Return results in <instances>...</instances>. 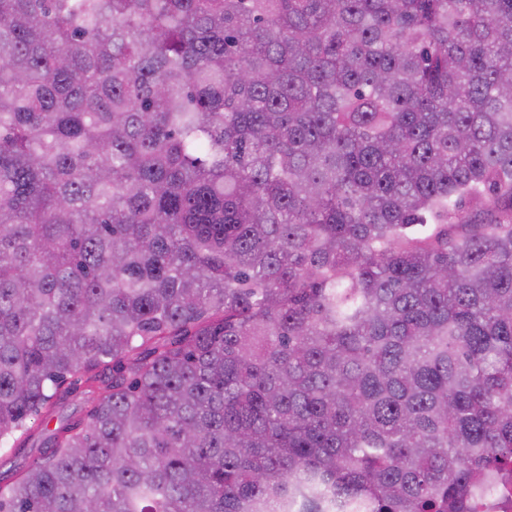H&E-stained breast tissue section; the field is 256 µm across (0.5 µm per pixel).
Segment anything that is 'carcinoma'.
I'll use <instances>...</instances> for the list:
<instances>
[{"instance_id":"1","label":"carcinoma","mask_w":512,"mask_h":512,"mask_svg":"<svg viewBox=\"0 0 512 512\" xmlns=\"http://www.w3.org/2000/svg\"><path fill=\"white\" fill-rule=\"evenodd\" d=\"M8 440L0 512H475L512 0H0ZM37 454V448H26L25 455H22L9 446L0 447V477L6 478L16 470L24 469Z\"/></svg>"}]
</instances>
